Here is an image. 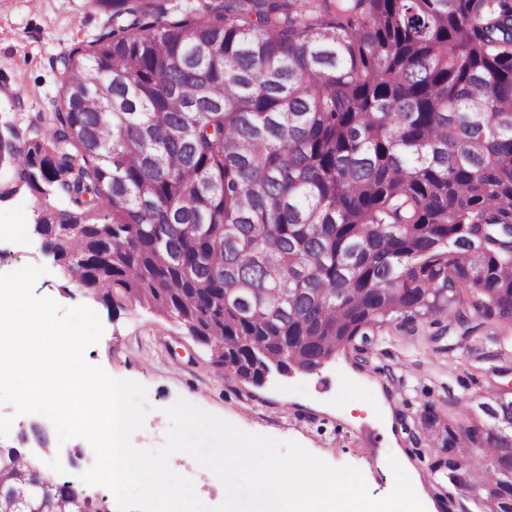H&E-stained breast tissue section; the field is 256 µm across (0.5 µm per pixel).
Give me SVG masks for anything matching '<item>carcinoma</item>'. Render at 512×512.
<instances>
[{
    "label": "carcinoma",
    "instance_id": "obj_1",
    "mask_svg": "<svg viewBox=\"0 0 512 512\" xmlns=\"http://www.w3.org/2000/svg\"><path fill=\"white\" fill-rule=\"evenodd\" d=\"M47 134L12 126L1 197L88 288L178 320L252 382L461 290L512 320V0H95ZM420 423L512 512V392ZM0 491L39 490L17 448ZM83 498L55 481L39 512Z\"/></svg>",
    "mask_w": 512,
    "mask_h": 512
}]
</instances>
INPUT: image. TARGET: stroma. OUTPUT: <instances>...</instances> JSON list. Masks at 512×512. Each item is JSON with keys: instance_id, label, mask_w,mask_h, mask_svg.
<instances>
[{"instance_id": "stroma-1", "label": "stroma", "mask_w": 512, "mask_h": 512, "mask_svg": "<svg viewBox=\"0 0 512 512\" xmlns=\"http://www.w3.org/2000/svg\"><path fill=\"white\" fill-rule=\"evenodd\" d=\"M106 15L92 0H0V121L28 126L58 109L62 98L61 58L103 34ZM54 196L21 193L0 199V225H12L0 236V273L25 265L45 267L33 292L61 307L84 305L100 317L104 333L88 347L86 361L115 378L135 380L147 389L151 410L143 429L132 436L141 449L165 442L169 426L165 407L185 400L242 431L280 442L295 441L334 466L359 468L372 497L393 487L389 455L405 454L420 488L426 512H442L452 494L454 512H482L476 482L449 488L436 471L434 454L410 441L403 422L417 421L425 406L447 409L449 398L469 402L472 396L512 387V373L496 371L495 354H512V321H484L471 333L441 332L451 314L467 310L469 298L457 294L449 312L411 323L394 322L375 331L366 353H338L318 371L271 372L262 383L240 380L211 358L179 323L137 303L104 300L76 285L43 248L30 226L37 210L59 205ZM13 425L0 446L17 447L33 458L43 474L80 477L95 462L87 440L58 442L52 423L36 414H16L0 405ZM46 437L38 443L32 428ZM191 478L199 499L215 507L224 500V484L203 472L192 456L173 466Z\"/></svg>"}]
</instances>
